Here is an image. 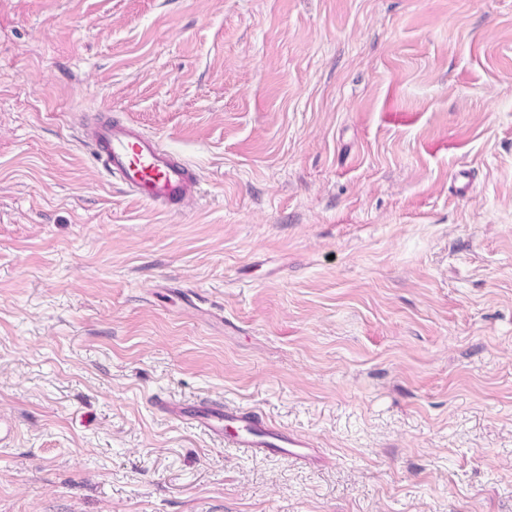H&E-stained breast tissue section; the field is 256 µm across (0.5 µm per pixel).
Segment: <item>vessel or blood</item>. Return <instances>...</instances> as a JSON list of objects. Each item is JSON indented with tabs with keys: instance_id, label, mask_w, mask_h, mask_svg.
Segmentation results:
<instances>
[{
	"instance_id": "1",
	"label": "vessel or blood",
	"mask_w": 512,
	"mask_h": 512,
	"mask_svg": "<svg viewBox=\"0 0 512 512\" xmlns=\"http://www.w3.org/2000/svg\"><path fill=\"white\" fill-rule=\"evenodd\" d=\"M78 133L106 174L144 204L173 214L200 197L202 179L194 165L176 156L158 137L104 116L81 120ZM155 405L169 418L248 455L274 454L297 464L309 463L313 457L308 439L288 433L251 408L221 400L182 404L164 397L156 398Z\"/></svg>"
}]
</instances>
